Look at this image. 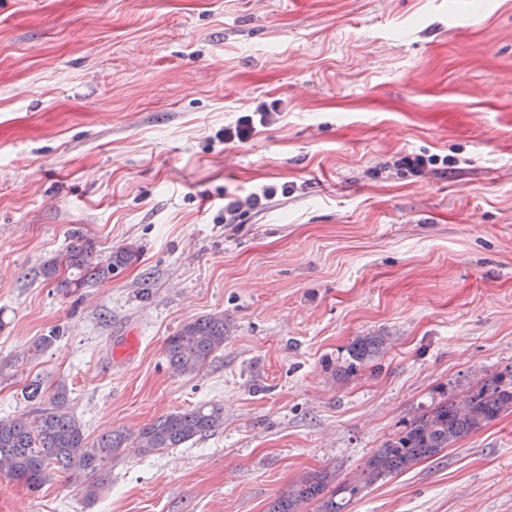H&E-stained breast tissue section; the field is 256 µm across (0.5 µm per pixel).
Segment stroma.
<instances>
[{"mask_svg": "<svg viewBox=\"0 0 512 512\" xmlns=\"http://www.w3.org/2000/svg\"><path fill=\"white\" fill-rule=\"evenodd\" d=\"M262 101L272 123L218 139ZM420 152L447 163L396 169ZM76 231L140 257L63 293L38 271ZM215 313L223 349L173 374L167 336ZM375 335L386 352L340 374ZM0 360V418L62 381L93 440L224 410L182 447L126 448L93 504L54 470L0 479V512H267L512 368V0H0ZM348 512H512V413ZM292 191V187H289L288 184L285 183L280 186L273 184L264 185L258 190L251 192L247 196L245 202L249 207L253 209L263 208L279 193L283 197H288V194H290ZM389 344L386 336H359L347 350L348 359L341 370L346 374H354L361 367L384 352Z\"/></svg>", "mask_w": 512, "mask_h": 512, "instance_id": "35a3bbf8", "label": "stroma"}]
</instances>
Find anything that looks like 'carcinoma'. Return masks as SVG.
Returning <instances> with one entry per match:
<instances>
[{
	"mask_svg": "<svg viewBox=\"0 0 512 512\" xmlns=\"http://www.w3.org/2000/svg\"><path fill=\"white\" fill-rule=\"evenodd\" d=\"M137 259L138 250L131 245L102 255L92 240L79 237L65 253L45 261L39 275L70 292L108 279ZM225 333L222 313L184 322L166 338L169 367L184 377L199 373L224 348ZM388 344L387 336L356 338L347 350L342 371L356 373L383 353ZM24 393L33 405L31 411L0 418V476L37 491L47 481L49 468H60L82 481L83 498L89 504L111 479L108 463L129 444H134L142 455L179 448L213 431L223 418L222 407L207 403L169 413L133 433L111 431L91 441L83 424L70 411L65 384L59 383L48 391L34 380ZM511 410L512 369L490 379L480 377L460 395L427 408L387 439L352 479L338 483L336 472L327 469L306 472L270 504L268 512H301L309 503L317 505L316 512H347L364 488L437 456Z\"/></svg>",
	"mask_w": 512,
	"mask_h": 512,
	"instance_id": "carcinoma-1",
	"label": "carcinoma"
}]
</instances>
